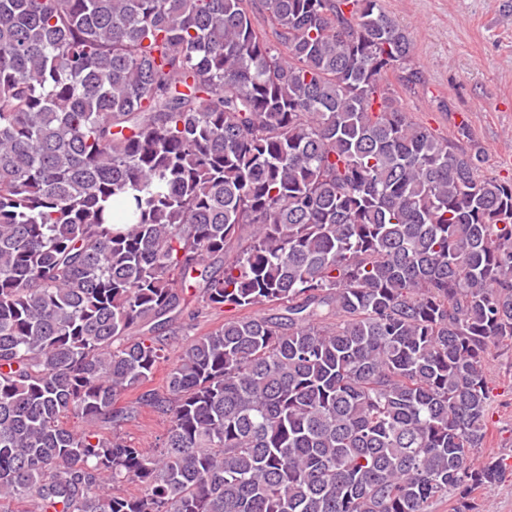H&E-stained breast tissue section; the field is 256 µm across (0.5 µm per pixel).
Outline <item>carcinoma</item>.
Instances as JSON below:
<instances>
[{
	"label": "carcinoma",
	"instance_id": "carcinoma-1",
	"mask_svg": "<svg viewBox=\"0 0 512 512\" xmlns=\"http://www.w3.org/2000/svg\"><path fill=\"white\" fill-rule=\"evenodd\" d=\"M390 73L422 78L381 0H0V502L473 512L512 180ZM140 406L151 450L104 433ZM176 324L180 326L179 336H166L167 340L164 345L163 359L157 366L151 386L154 388L161 389L165 383V379L168 371L171 368L172 362L180 354L183 346L189 336H184L187 330L192 333H204L221 326L224 323V310H207L203 311V314L198 318L192 319L185 315L182 319H179ZM166 427V416L142 407L137 418L124 424L120 431L142 448H156Z\"/></svg>",
	"mask_w": 512,
	"mask_h": 512
}]
</instances>
